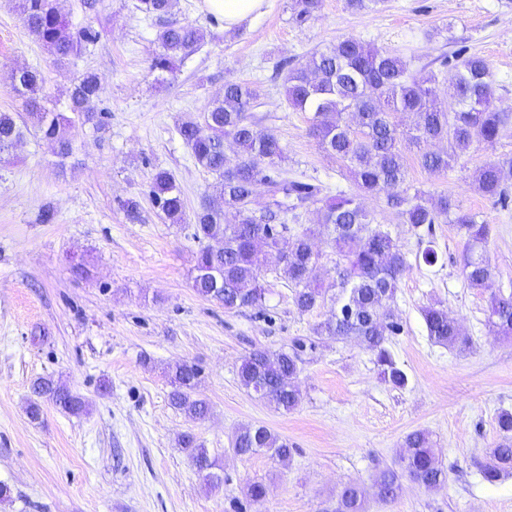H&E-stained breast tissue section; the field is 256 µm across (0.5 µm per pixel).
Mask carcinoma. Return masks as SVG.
<instances>
[{
    "mask_svg": "<svg viewBox=\"0 0 512 512\" xmlns=\"http://www.w3.org/2000/svg\"><path fill=\"white\" fill-rule=\"evenodd\" d=\"M174 0H136L134 9L162 18ZM320 8V0H294L296 20L305 22ZM25 27L45 47L54 62L61 63L80 53L99 38L92 22L73 29L56 6V0H19ZM205 31L192 24L166 23L156 38L151 68L172 72L204 43ZM452 84L439 81L428 66H414L397 51L376 48L360 39L347 37L313 52L304 63L285 69L284 96L288 106L312 114L311 125L321 149L350 174L357 191L390 189L386 206L400 221L416 228L432 229L434 224H454L465 239L462 273L468 287H490L493 268L486 255L488 225L476 215L463 212L452 198L432 200L429 194L406 187L408 166L401 149L407 140L419 148L418 162L436 174L448 170L451 162L465 154L475 142L496 143L512 127V113L494 104L493 81L486 62L477 56L456 59ZM44 79L36 69H21L13 75L11 91L23 100L28 120L17 122L14 113L0 112V160L9 154L24 133L34 131L52 146L60 159L72 154L68 130L77 123L104 126V111L98 108L102 87L98 75L86 71L72 83L68 113L44 106ZM259 94L254 85L224 82L221 96L208 102L196 119L182 122L178 133L189 147L194 161L216 176L215 193L193 213V236L215 245L199 250L195 260L192 288L206 299L216 300L227 311L262 305L265 288L260 281L266 255L282 253V273L294 287V303L309 312L324 301L328 292L339 289L336 308L316 328L318 334L356 336L375 355L381 379L396 387L407 384L406 373L386 346L399 325L393 321L390 302L408 263L391 233L377 223L376 215L358 201V195L339 192L321 195L311 183L288 178L282 166L286 152L279 139L259 128L253 110ZM413 114L414 127L404 130L399 117ZM232 140L237 157L229 159L224 142ZM448 142V150L425 149L433 141ZM512 157L487 162L474 172V184L486 198L503 208L512 202ZM265 189L264 208H254L259 189ZM150 196L171 224L185 222L182 191L166 170L156 171L150 182ZM315 207L318 224L330 230L340 257L336 279L329 285L311 280L316 264L312 240L316 230L306 228L288 236V218L298 219L300 211ZM234 222H224L226 212ZM427 335L436 344L462 347L468 339L440 306L422 309ZM487 324L492 331L512 337V295H491ZM300 357L297 352L257 348L243 359L238 370L242 387L277 411L295 409L302 399L296 384ZM198 371L187 362L171 367V404L192 420H203L209 412L206 401L196 397ZM33 394L63 412L77 414L86 409L85 400L65 385L39 378ZM500 440L489 451L484 477L489 482L512 472V413L498 417ZM208 489L220 486L222 478L213 469L217 462L195 435L185 432L178 439ZM232 451L244 457L266 454L285 462L291 457L288 441L265 426L243 425L231 442ZM406 453L395 466H387L371 485L373 496L386 503L394 501L408 478L426 490L447 481L438 462L429 433L416 430L404 441ZM366 489L355 482L346 484L337 496L335 512H363Z\"/></svg>",
    "mask_w": 512,
    "mask_h": 512,
    "instance_id": "obj_1",
    "label": "carcinoma"
}]
</instances>
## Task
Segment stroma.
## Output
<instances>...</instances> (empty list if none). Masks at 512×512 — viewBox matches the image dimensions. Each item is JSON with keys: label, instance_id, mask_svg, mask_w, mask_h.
I'll return each mask as SVG.
<instances>
[{"label": "stroma", "instance_id": "1", "mask_svg": "<svg viewBox=\"0 0 512 512\" xmlns=\"http://www.w3.org/2000/svg\"><path fill=\"white\" fill-rule=\"evenodd\" d=\"M132 4L58 0L72 26L92 17L102 34L56 64L25 27L18 0H0V112L22 113L10 76L37 68L47 106L59 112L74 77L96 72L107 113L103 128H70L66 161L33 136L0 161V486L8 489L0 512H333L342 487L371 484L397 464L415 430L430 434L446 483L428 491L403 480L395 502L371 499L365 512H512V475L483 477L499 440L497 418L512 412V339L486 323L490 295L512 294V206L500 208L471 185L476 168L512 156V132L492 146L474 143L440 175L419 166L415 149L404 150L412 187L451 195L488 224L490 290L468 288L464 242L453 225L429 233L400 223L384 195L363 199L409 264L391 305L400 330L387 343L408 378L401 389L380 379L372 352L357 340L316 334L333 301L300 312L275 258L261 273L262 306L229 312L199 297L191 224L168 223L147 196L158 169L174 176L187 213L212 194L215 176L196 165L177 126L228 80L258 87L255 115L284 146L289 177L320 184L327 195L353 192L349 174L312 135L309 113L288 107L275 78L279 62L298 64L345 37L402 50L445 80L454 71L441 67V56L481 57L496 105L512 112V0H385L372 10L322 0L305 23L296 21L292 0H267L229 30L202 0H176L170 21L201 27L207 37L163 81L151 69L160 24ZM129 197L140 203L135 221L119 205ZM430 245L439 255L433 266L421 259ZM431 304L447 309L468 347L428 338L421 311ZM256 348L298 349L296 409L274 410L241 386L240 360ZM181 361L199 372L197 392L210 406L204 421L169 401L167 368ZM41 377L83 396L87 412L74 416L46 402L31 419L32 384ZM244 424L287 439L288 461L235 455L231 439ZM186 431L216 459L219 490L205 489L179 447ZM255 480L267 488L259 503L243 494Z\"/></svg>", "mask_w": 512, "mask_h": 512}]
</instances>
